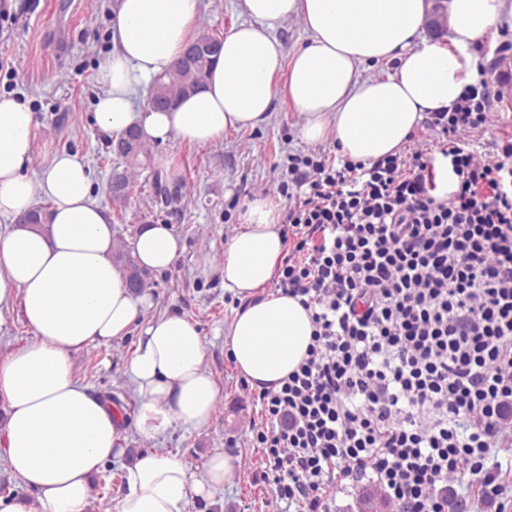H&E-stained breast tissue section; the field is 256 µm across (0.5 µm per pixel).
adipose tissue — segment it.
Returning a JSON list of instances; mask_svg holds the SVG:
<instances>
[{
    "label": "adipose tissue",
    "instance_id": "adipose-tissue-1",
    "mask_svg": "<svg viewBox=\"0 0 512 512\" xmlns=\"http://www.w3.org/2000/svg\"><path fill=\"white\" fill-rule=\"evenodd\" d=\"M246 19L224 37L204 85L170 110L135 111L137 88L165 71L194 40L199 0H118L112 50L99 64L105 87L95 119L106 131L137 128L150 143L223 141L230 130L265 124L278 96L303 119L302 139L332 138L343 155L372 161L400 150L427 112L452 108L476 71L473 48L493 29L512 26V0H448V37L431 40L426 0H241ZM296 17L306 45L285 57L274 30ZM393 65L366 77L367 64ZM284 74L276 86V74ZM35 127L32 110L0 94V216L16 218L36 198L43 223L0 235V304L20 298L35 336L0 359V460L35 498L0 496V512H91L95 481L124 456L119 412L77 379L73 355L126 336L148 302L113 262L115 236L92 198L90 169L60 152L36 176L24 171ZM279 203H248L224 245V287L246 307L224 333V349L256 390H279L305 357L312 324L299 302L267 292L284 246ZM130 246L140 265L163 272L182 249L165 224L144 227ZM195 323L173 311L137 338L129 373L140 397L142 434L172 424L209 427L222 387L205 368ZM234 474L217 451L200 474L157 448L128 465L115 512H188Z\"/></svg>",
    "mask_w": 512,
    "mask_h": 512
}]
</instances>
